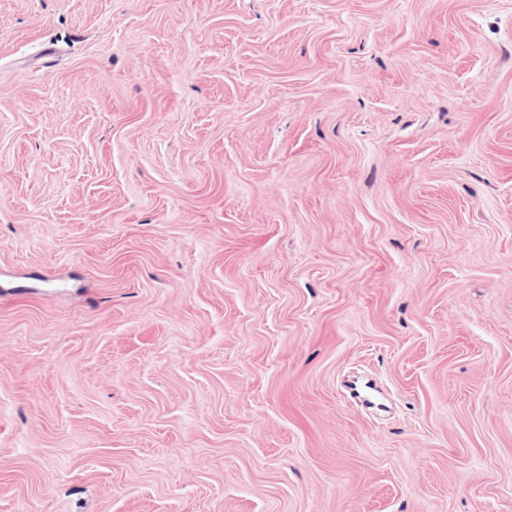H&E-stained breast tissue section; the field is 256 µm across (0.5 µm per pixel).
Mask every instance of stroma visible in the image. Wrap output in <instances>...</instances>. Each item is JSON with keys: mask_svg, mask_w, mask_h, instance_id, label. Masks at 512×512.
I'll use <instances>...</instances> for the list:
<instances>
[{"mask_svg": "<svg viewBox=\"0 0 512 512\" xmlns=\"http://www.w3.org/2000/svg\"><path fill=\"white\" fill-rule=\"evenodd\" d=\"M0 512H512V0H0Z\"/></svg>", "mask_w": 512, "mask_h": 512, "instance_id": "obj_1", "label": "stroma"}]
</instances>
